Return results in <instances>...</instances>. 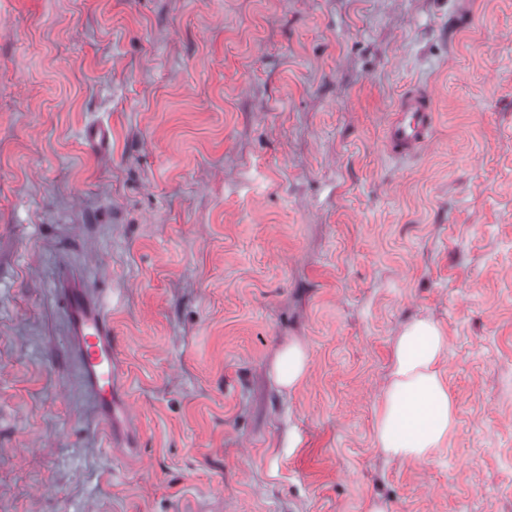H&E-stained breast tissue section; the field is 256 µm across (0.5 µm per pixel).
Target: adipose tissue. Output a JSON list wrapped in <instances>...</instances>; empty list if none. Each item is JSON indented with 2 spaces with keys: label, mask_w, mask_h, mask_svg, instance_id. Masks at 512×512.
<instances>
[{
  "label": "adipose tissue",
  "mask_w": 512,
  "mask_h": 512,
  "mask_svg": "<svg viewBox=\"0 0 512 512\" xmlns=\"http://www.w3.org/2000/svg\"><path fill=\"white\" fill-rule=\"evenodd\" d=\"M445 348L443 332L426 317L394 341L375 425L376 444L391 459L432 457L455 425V402L436 368Z\"/></svg>",
  "instance_id": "adipose-tissue-1"
}]
</instances>
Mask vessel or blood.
<instances>
[{"label":"vessel or blood","mask_w":512,"mask_h":512,"mask_svg":"<svg viewBox=\"0 0 512 512\" xmlns=\"http://www.w3.org/2000/svg\"><path fill=\"white\" fill-rule=\"evenodd\" d=\"M434 115L429 94L414 90L397 102L386 126V144L397 155L414 154L429 139ZM96 267L81 273L59 266L52 291L63 312L69 356L77 365L82 386L91 399L92 411L104 427L118 426L133 433L136 424L121 397L117 368L119 346L102 289L89 287L88 279H103Z\"/></svg>","instance_id":"b4317fda"}]
</instances>
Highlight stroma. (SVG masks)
<instances>
[{
  "label": "stroma",
  "mask_w": 512,
  "mask_h": 512,
  "mask_svg": "<svg viewBox=\"0 0 512 512\" xmlns=\"http://www.w3.org/2000/svg\"><path fill=\"white\" fill-rule=\"evenodd\" d=\"M459 2L0 0V512H512V0ZM61 246L107 272L133 447L66 359ZM419 317L456 425L391 462ZM434 115L430 95L424 90L404 94L386 126V144L396 155L414 154L429 139ZM307 354L299 343H290L278 353L274 363L275 381L278 386L292 388L305 376Z\"/></svg>",
  "instance_id": "obj_1"
}]
</instances>
